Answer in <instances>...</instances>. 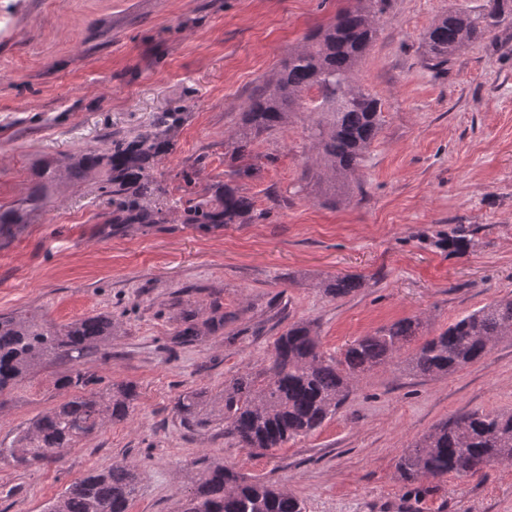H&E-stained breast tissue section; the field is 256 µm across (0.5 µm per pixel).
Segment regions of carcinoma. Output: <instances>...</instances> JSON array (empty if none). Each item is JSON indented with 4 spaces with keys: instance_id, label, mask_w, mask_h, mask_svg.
Listing matches in <instances>:
<instances>
[{
    "instance_id": "obj_1",
    "label": "carcinoma",
    "mask_w": 512,
    "mask_h": 512,
    "mask_svg": "<svg viewBox=\"0 0 512 512\" xmlns=\"http://www.w3.org/2000/svg\"><path fill=\"white\" fill-rule=\"evenodd\" d=\"M384 5L385 0H357V6L340 9L329 24L311 31L305 46L288 53L275 78L250 97L233 134V151L244 164L229 173L230 182L216 199L190 202L184 223L218 227L245 224L257 216L252 201L231 182L251 174L246 159L253 140L279 127L287 114L304 109L307 97L316 111L310 132L318 178L331 190L325 202H336V192L381 133L380 100L354 84L353 70L378 36V14ZM509 24L512 0H483L472 9H450L424 34L425 64L443 72L455 52ZM313 91L316 97L311 98ZM180 121V113L164 112L135 135L113 134L103 152L86 150L76 159L46 165L40 171V190L21 207L0 212V234L23 223L27 213L44 209L48 188L64 178L77 183L102 178L112 207L105 223L114 233L130 224L163 223L162 210L151 204L162 191L154 168L170 150V132ZM471 241L469 230L459 226L448 235V249L463 254ZM362 287L361 278L338 275L325 281L322 290L341 299ZM222 327L224 313L217 306L200 323L193 315L187 317L174 336L179 344L194 343ZM112 329V318L101 313L63 328L34 317L0 315V394L44 359L73 363L75 369L63 385H87L90 378L80 366L112 338ZM421 329L420 320L404 318L358 337L340 355L331 356L320 350L314 322L295 321L275 338L267 366L224 386L218 407H210L213 400L207 391L190 390L177 397L175 414L189 430H203L218 421L243 448H280L321 428L346 399L351 378L391 361ZM507 336H512V298L494 300L424 339L404 364L419 376L453 375L488 356ZM137 398L133 385L118 388L107 403L94 395L73 397L21 429L10 447H0V457L30 465L56 457L104 419H127ZM505 462H512V414L474 410L448 418L411 443L399 470L403 480L417 483L450 474L465 476ZM135 492L134 473L113 465L70 485L46 512H128ZM178 512H305V506L284 489L216 464L199 473L195 494L179 504Z\"/></svg>"
}]
</instances>
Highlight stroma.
<instances>
[{
    "label": "stroma",
    "instance_id": "35a3bbf8",
    "mask_svg": "<svg viewBox=\"0 0 512 512\" xmlns=\"http://www.w3.org/2000/svg\"><path fill=\"white\" fill-rule=\"evenodd\" d=\"M343 0H0V212L37 187L41 167L108 147L107 135L184 106L157 168L153 203L166 221L113 233L97 183L66 184L47 211L0 237V314L62 327L104 313L115 323L85 365L46 361L0 394V444L73 397L133 384L129 417L106 422L59 459L0 457V512H44L92 470L124 463L138 478L129 512H176L197 474L221 463L301 499L307 512H512V463L466 477L402 480L407 446L451 416L512 412V338L459 373L409 374L401 361L353 382L312 435L263 451L221 426L189 431L174 413L190 389L217 394L263 367L288 323L314 322L323 352L395 320L420 317L426 335L512 296V27L458 52L438 73L422 36L449 8L482 0H387L378 37L355 71L381 102L382 130L352 190L321 205L309 177L312 117L292 113L251 147L239 180L260 217L210 231L182 206L222 190L239 166L231 134L256 87ZM472 229L464 254L446 241ZM360 277L354 296L322 291ZM229 314L223 330L173 343L186 310ZM364 281L356 276L337 275L322 285L324 294L332 299H341L354 295L363 288Z\"/></svg>",
    "mask_w": 512,
    "mask_h": 512
}]
</instances>
